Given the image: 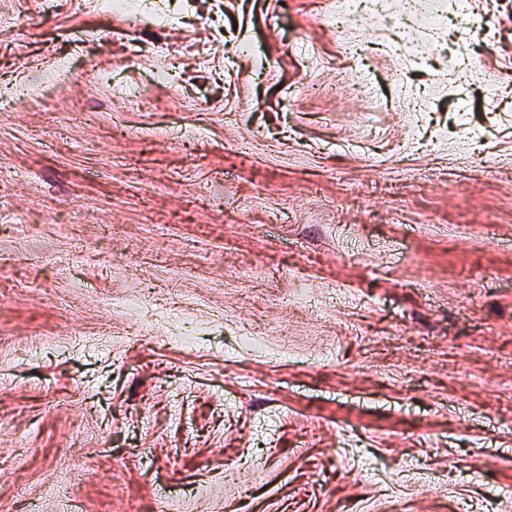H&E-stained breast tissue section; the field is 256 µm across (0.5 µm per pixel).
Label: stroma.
I'll use <instances>...</instances> for the list:
<instances>
[{"label":"stroma","instance_id":"1","mask_svg":"<svg viewBox=\"0 0 512 512\" xmlns=\"http://www.w3.org/2000/svg\"><path fill=\"white\" fill-rule=\"evenodd\" d=\"M429 2L0 0V512H512V0Z\"/></svg>","mask_w":512,"mask_h":512}]
</instances>
